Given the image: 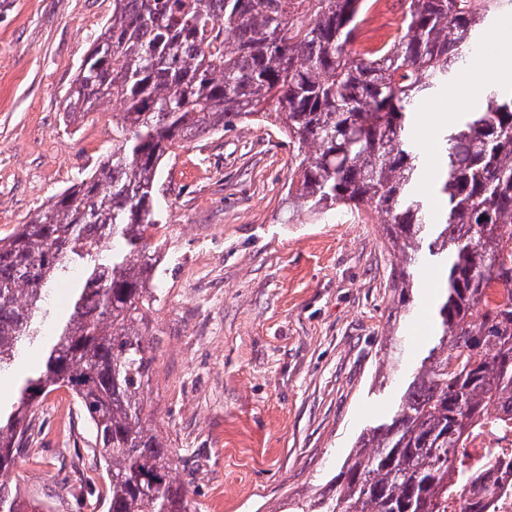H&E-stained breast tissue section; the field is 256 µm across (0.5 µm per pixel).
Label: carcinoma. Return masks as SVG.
Listing matches in <instances>:
<instances>
[{"label":"carcinoma","mask_w":512,"mask_h":512,"mask_svg":"<svg viewBox=\"0 0 512 512\" xmlns=\"http://www.w3.org/2000/svg\"><path fill=\"white\" fill-rule=\"evenodd\" d=\"M400 2L401 29L360 53L355 31L371 0H112L65 106L72 116L116 104L112 151L0 237V378L42 322L56 323L16 400L0 406L1 474L27 449L38 399L65 387L105 470L106 512H197L144 412L160 303L158 173L185 141L258 116L278 122L294 150L288 209L370 203L385 216L396 318L410 311L423 264L444 272L432 345L391 413L356 437L323 492L288 500L284 512H445L448 493L485 489L483 473L465 466L455 477L450 462L491 409L512 413V89L490 88L482 107L441 129L435 223L411 128L512 0ZM71 280L61 317L47 287ZM492 287L501 299L485 308ZM40 507L0 484V512Z\"/></svg>","instance_id":"cac0c4a2"}]
</instances>
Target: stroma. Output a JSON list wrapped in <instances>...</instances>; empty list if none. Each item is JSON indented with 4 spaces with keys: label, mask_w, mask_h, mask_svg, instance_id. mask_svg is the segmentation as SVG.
<instances>
[{
    "label": "stroma",
    "mask_w": 512,
    "mask_h": 512,
    "mask_svg": "<svg viewBox=\"0 0 512 512\" xmlns=\"http://www.w3.org/2000/svg\"><path fill=\"white\" fill-rule=\"evenodd\" d=\"M112 0H0V237L89 177L112 149V109L65 98ZM292 150L252 121L184 143L161 166L162 298L145 409L184 467L199 512H279L334 476L400 394L393 343L423 354L443 276L425 270L393 321L390 256L374 206L289 217ZM33 417L12 482L51 512H105L76 417Z\"/></svg>",
    "instance_id": "stroma-1"
}]
</instances>
